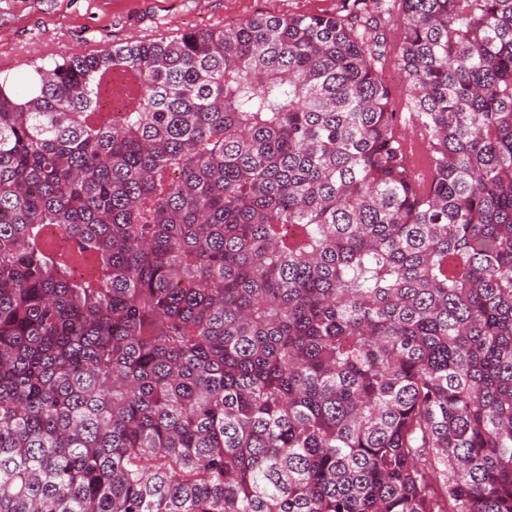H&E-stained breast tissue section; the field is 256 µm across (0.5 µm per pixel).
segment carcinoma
<instances>
[{"label":"carcinoma","instance_id":"carcinoma-1","mask_svg":"<svg viewBox=\"0 0 512 512\" xmlns=\"http://www.w3.org/2000/svg\"><path fill=\"white\" fill-rule=\"evenodd\" d=\"M25 81L0 512H512V0H340Z\"/></svg>","mask_w":512,"mask_h":512}]
</instances>
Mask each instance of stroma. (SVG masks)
Segmentation results:
<instances>
[{
  "mask_svg": "<svg viewBox=\"0 0 512 512\" xmlns=\"http://www.w3.org/2000/svg\"><path fill=\"white\" fill-rule=\"evenodd\" d=\"M338 0H0V71L82 50L230 25L256 14L324 13Z\"/></svg>",
  "mask_w": 512,
  "mask_h": 512,
  "instance_id": "1",
  "label": "stroma"
}]
</instances>
